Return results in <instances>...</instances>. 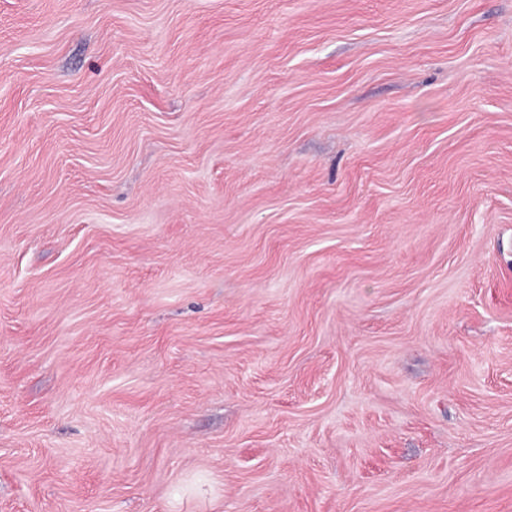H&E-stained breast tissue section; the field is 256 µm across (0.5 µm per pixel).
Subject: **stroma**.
<instances>
[{"instance_id":"1","label":"stroma","mask_w":512,"mask_h":512,"mask_svg":"<svg viewBox=\"0 0 512 512\" xmlns=\"http://www.w3.org/2000/svg\"><path fill=\"white\" fill-rule=\"evenodd\" d=\"M0 512H512V0H0Z\"/></svg>"}]
</instances>
